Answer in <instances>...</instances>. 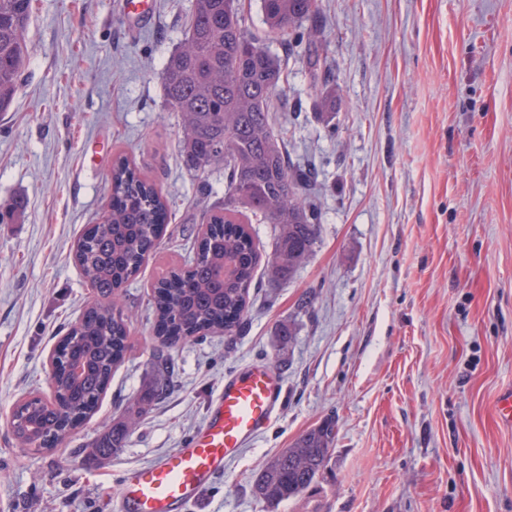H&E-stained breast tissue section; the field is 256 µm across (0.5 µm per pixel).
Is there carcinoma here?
<instances>
[{"label":"carcinoma","instance_id":"obj_1","mask_svg":"<svg viewBox=\"0 0 512 512\" xmlns=\"http://www.w3.org/2000/svg\"><path fill=\"white\" fill-rule=\"evenodd\" d=\"M267 33L281 38L306 59L314 81V108L336 104L327 81L319 80L318 29L301 24L318 14V0H260ZM31 0H0V112L10 107L30 57L25 37ZM281 67L248 35L238 0H193L186 38L163 69L165 100L183 118L181 157L194 171L224 164L228 192L224 220L211 215L187 270L162 278L153 303L164 332L153 350L157 371L154 396L170 388L172 360L167 348L213 329L230 336L249 305V290L261 256L247 226L236 215L248 211L276 231L267 259L271 282L291 278L306 262L320 230L317 207L303 198L308 173L293 169L285 151L287 130L275 126ZM108 227L82 242L75 258L97 301L71 327L68 346L59 350L51 382L54 399L34 397L19 404L13 429L25 445L50 450L68 434V424L95 412L112 372L123 357L127 320L120 288L140 270L156 248L166 223L167 205L156 186L126 157L116 160L111 177ZM78 356L81 376L66 370ZM148 413L147 403L132 407L123 428L93 447L103 455L121 444ZM337 435L336 420L324 419L271 458L257 476L254 494L269 504L295 497L311 486L326 466Z\"/></svg>","mask_w":512,"mask_h":512}]
</instances>
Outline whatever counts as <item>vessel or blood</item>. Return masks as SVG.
Masks as SVG:
<instances>
[{
    "label": "vessel or blood",
    "mask_w": 512,
    "mask_h": 512,
    "mask_svg": "<svg viewBox=\"0 0 512 512\" xmlns=\"http://www.w3.org/2000/svg\"><path fill=\"white\" fill-rule=\"evenodd\" d=\"M283 381L269 366H254L225 379L208 417L185 444L157 462L131 468L119 489L122 512H185L224 464L270 422Z\"/></svg>",
    "instance_id": "obj_1"
}]
</instances>
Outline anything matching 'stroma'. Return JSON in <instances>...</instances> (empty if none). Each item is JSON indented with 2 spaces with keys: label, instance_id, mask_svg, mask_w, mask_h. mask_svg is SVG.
<instances>
[{
  "label": "stroma",
  "instance_id": "stroma-1",
  "mask_svg": "<svg viewBox=\"0 0 512 512\" xmlns=\"http://www.w3.org/2000/svg\"><path fill=\"white\" fill-rule=\"evenodd\" d=\"M192 0H32L30 58L0 112V512H114L125 469L182 447L227 377L277 369L272 422L225 463L188 512H512V0H319L330 121L312 110L302 59L247 31L288 79L276 104L286 151L312 173L313 254L288 280L258 268L235 335L171 350L173 384L122 448H90L149 396L155 284L185 269L224 167L187 170L162 72ZM128 157L169 202V222L123 287L129 348L95 413L56 448L14 436L16 405L51 398L47 360L92 302L73 251L102 223ZM292 325L291 344L279 328ZM334 417L331 458L307 490L268 506L253 480L274 454Z\"/></svg>",
  "mask_w": 512,
  "mask_h": 512
}]
</instances>
